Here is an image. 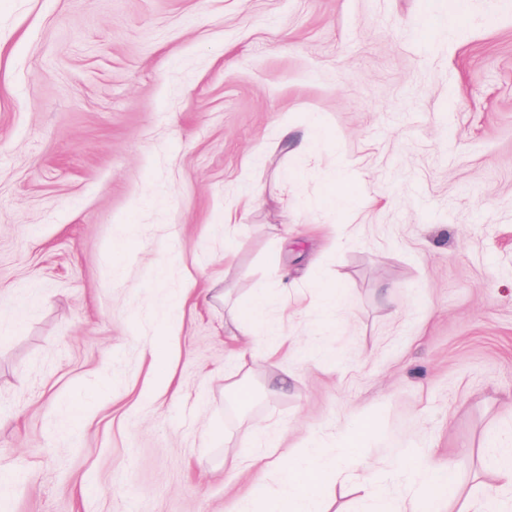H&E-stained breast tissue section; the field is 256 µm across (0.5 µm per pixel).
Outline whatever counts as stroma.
I'll use <instances>...</instances> for the list:
<instances>
[{"label":"stroma","mask_w":512,"mask_h":512,"mask_svg":"<svg viewBox=\"0 0 512 512\" xmlns=\"http://www.w3.org/2000/svg\"><path fill=\"white\" fill-rule=\"evenodd\" d=\"M436 5L427 32L420 0H0L13 512H232L279 490L274 470L239 465L252 426L277 423L293 453L365 417V462L427 449L453 462L455 501L497 491L512 0H467L456 24ZM313 114L327 140L287 149L283 122ZM343 165L364 204L339 216L316 203ZM245 184L258 195L244 205ZM338 220L363 230L337 250ZM320 282L342 292L335 322L310 307ZM281 287L288 306L269 318L285 352L242 346L238 303ZM159 341L171 375L156 389Z\"/></svg>","instance_id":"1"}]
</instances>
